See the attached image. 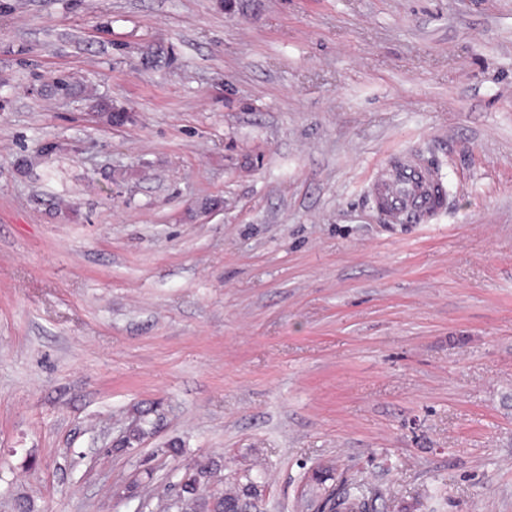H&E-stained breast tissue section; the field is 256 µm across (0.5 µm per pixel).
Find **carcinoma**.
<instances>
[{
    "label": "carcinoma",
    "instance_id": "1",
    "mask_svg": "<svg viewBox=\"0 0 512 512\" xmlns=\"http://www.w3.org/2000/svg\"><path fill=\"white\" fill-rule=\"evenodd\" d=\"M151 433L150 421L143 418L117 447L129 451L145 435ZM221 464L213 459L198 461L191 472L170 485V492L163 512H260L267 486L262 474L251 468L232 471L224 481V490L206 493L208 486L217 477ZM330 470L312 471L308 484L323 487L318 498L306 500L301 506L315 512H369L371 490L362 480L344 479L335 487H324Z\"/></svg>",
    "mask_w": 512,
    "mask_h": 512
}]
</instances>
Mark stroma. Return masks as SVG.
<instances>
[{
	"label": "stroma",
	"mask_w": 512,
	"mask_h": 512,
	"mask_svg": "<svg viewBox=\"0 0 512 512\" xmlns=\"http://www.w3.org/2000/svg\"><path fill=\"white\" fill-rule=\"evenodd\" d=\"M408 152L447 209L395 227ZM206 457L512 512V0H0V512ZM436 180L429 165L407 153L377 173L369 183L368 193L389 224H402L410 212L427 224L445 208L446 197L436 192Z\"/></svg>",
	"instance_id": "35a3bbf8"
}]
</instances>
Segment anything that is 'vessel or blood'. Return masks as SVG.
Listing matches in <instances>:
<instances>
[{
  "instance_id": "vessel-or-blood-1",
  "label": "vessel or blood",
  "mask_w": 512,
  "mask_h": 512,
  "mask_svg": "<svg viewBox=\"0 0 512 512\" xmlns=\"http://www.w3.org/2000/svg\"><path fill=\"white\" fill-rule=\"evenodd\" d=\"M368 193L389 223H402L415 213L429 223L445 208L446 198L436 191V174L417 155L408 153L386 165L370 181Z\"/></svg>"
}]
</instances>
